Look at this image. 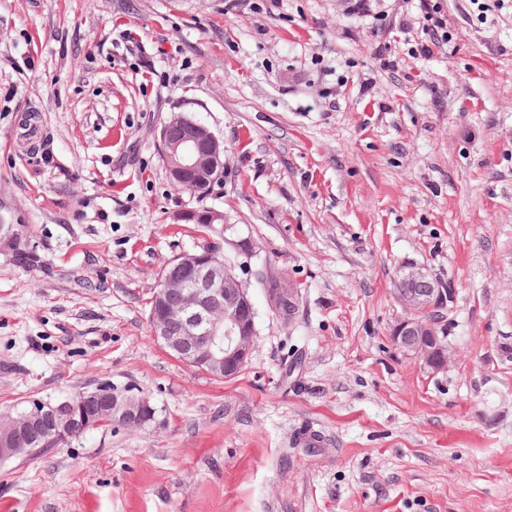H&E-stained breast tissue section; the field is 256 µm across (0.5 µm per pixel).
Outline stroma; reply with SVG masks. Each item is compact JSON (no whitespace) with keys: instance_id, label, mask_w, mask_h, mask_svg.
Returning <instances> with one entry per match:
<instances>
[{"instance_id":"1","label":"stroma","mask_w":512,"mask_h":512,"mask_svg":"<svg viewBox=\"0 0 512 512\" xmlns=\"http://www.w3.org/2000/svg\"><path fill=\"white\" fill-rule=\"evenodd\" d=\"M0 0V416L109 382L161 413L0 463V512H512V10L439 0ZM224 142L221 249L251 285L248 365L156 341L157 275L197 242L157 130ZM454 292L448 364L399 351L395 280ZM320 431L318 448L296 442ZM252 271L250 273L248 270L243 273V275L246 276L250 275V282L247 278L249 287H251V277H253L256 284L261 288H264L271 305L279 315L282 316L283 319L288 320V316L295 310L294 303L288 304V288H291L294 285L284 274H274L266 268H254ZM296 288L291 289L298 296Z\"/></svg>"}]
</instances>
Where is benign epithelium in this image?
<instances>
[{"label":"benign epithelium","instance_id":"obj_1","mask_svg":"<svg viewBox=\"0 0 512 512\" xmlns=\"http://www.w3.org/2000/svg\"><path fill=\"white\" fill-rule=\"evenodd\" d=\"M173 127L180 131L176 138L169 134ZM157 145L177 188L204 199L224 185V142L204 123L176 113L158 131ZM195 217L214 231L224 227V212L213 207L181 212L177 220ZM253 256L244 254L234 266L221 252L195 248L170 261L168 275L153 288L150 312L153 335L170 355L218 378L241 372L254 346L256 313L238 269L249 266ZM398 288L407 315L391 332L393 344L431 369L445 368V329L428 313L448 309L452 290L436 286L412 265L403 268ZM156 412L147 397L117 387L108 394L102 384L54 403L35 401L20 414L0 418V462L28 455L38 438L65 441L83 434L92 415L98 426L137 431L154 424Z\"/></svg>","mask_w":512,"mask_h":512}]
</instances>
